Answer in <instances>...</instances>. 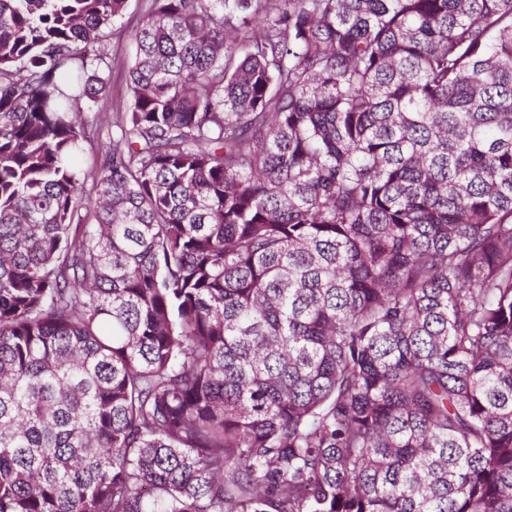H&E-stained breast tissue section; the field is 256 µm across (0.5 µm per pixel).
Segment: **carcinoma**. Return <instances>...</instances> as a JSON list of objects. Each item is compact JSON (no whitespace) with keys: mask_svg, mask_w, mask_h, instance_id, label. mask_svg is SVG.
Returning a JSON list of instances; mask_svg holds the SVG:
<instances>
[{"mask_svg":"<svg viewBox=\"0 0 512 512\" xmlns=\"http://www.w3.org/2000/svg\"><path fill=\"white\" fill-rule=\"evenodd\" d=\"M127 6L0 0V512H512V0H147L110 118ZM144 7V0H130L127 11L114 32L103 42L102 51L112 69L106 70V90L98 106L105 112H112L113 106L127 96L125 66L133 53V46L127 32L136 25Z\"/></svg>","mask_w":512,"mask_h":512,"instance_id":"obj_1","label":"carcinoma"}]
</instances>
